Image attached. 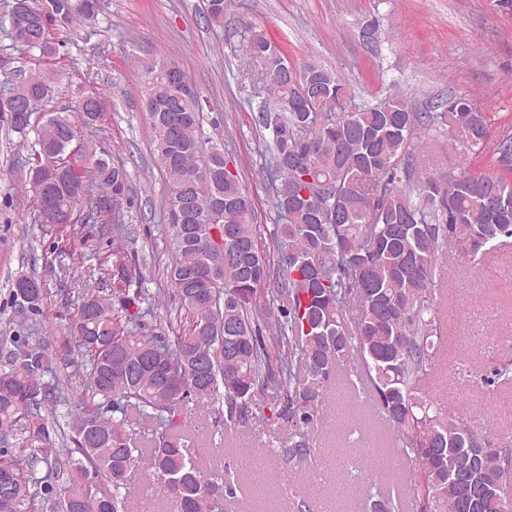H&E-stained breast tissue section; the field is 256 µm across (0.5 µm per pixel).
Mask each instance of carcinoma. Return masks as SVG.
I'll return each mask as SVG.
<instances>
[{"label":"carcinoma","instance_id":"carcinoma-1","mask_svg":"<svg viewBox=\"0 0 512 512\" xmlns=\"http://www.w3.org/2000/svg\"><path fill=\"white\" fill-rule=\"evenodd\" d=\"M8 38L48 58L63 42L53 31L99 21L100 0H9ZM205 21L224 25V0H206ZM247 74L261 83L254 121L272 135L271 202L282 223L259 234L252 198L228 168L224 144L204 131L200 91L183 93L171 60L144 71L143 105L153 157L167 179L164 220L173 246L163 272L174 305L172 335L146 334L166 289L141 287L125 243L112 241L114 275L134 296L119 303L86 291L67 334L13 342L0 368V512H130L128 482L143 448L135 427L153 425L154 475L179 512H226L230 484L204 474L184 433L173 430L187 401L224 395V419L243 423L263 403L292 428L282 455L314 456L305 429L348 365L422 465L411 494L418 512H512V448L448 418L415 390L441 349L434 308L438 261L452 243L478 263L512 239V137L484 173L419 172L418 134L462 129L478 155L488 115L466 98L448 112H415L396 94L354 104L336 73L296 64L266 37L243 38ZM0 110L20 101L9 128L35 139L28 185L45 231L86 244V224L122 231L131 204L129 174L89 137L106 112L99 91L51 108L58 73L31 70L6 81ZM55 216H44L37 183ZM222 286L211 287L214 270ZM20 310L43 312L44 294L11 287ZM118 412L121 417L114 418Z\"/></svg>","mask_w":512,"mask_h":512}]
</instances>
